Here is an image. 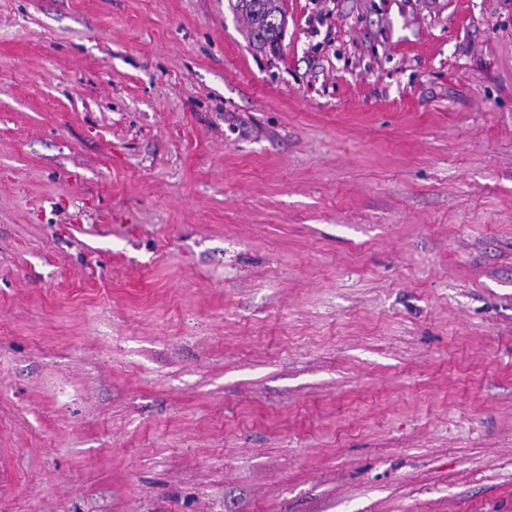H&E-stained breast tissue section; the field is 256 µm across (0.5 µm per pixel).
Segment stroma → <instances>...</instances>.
I'll return each instance as SVG.
<instances>
[{"mask_svg": "<svg viewBox=\"0 0 512 512\" xmlns=\"http://www.w3.org/2000/svg\"><path fill=\"white\" fill-rule=\"evenodd\" d=\"M0 0V512H512V0ZM236 14L248 24L249 43L258 50L274 46L282 38L287 24L280 0H229Z\"/></svg>", "mask_w": 512, "mask_h": 512, "instance_id": "35a3bbf8", "label": "stroma"}]
</instances>
